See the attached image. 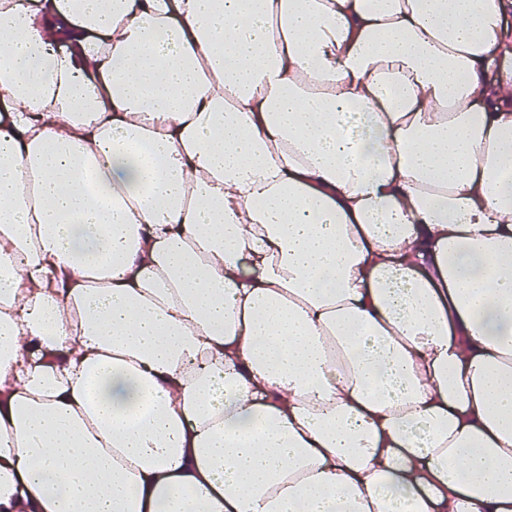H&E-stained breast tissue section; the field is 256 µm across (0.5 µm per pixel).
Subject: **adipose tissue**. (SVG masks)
<instances>
[{
	"label": "adipose tissue",
	"instance_id": "adipose-tissue-1",
	"mask_svg": "<svg viewBox=\"0 0 512 512\" xmlns=\"http://www.w3.org/2000/svg\"><path fill=\"white\" fill-rule=\"evenodd\" d=\"M511 14L0 0V512H512Z\"/></svg>",
	"mask_w": 512,
	"mask_h": 512
}]
</instances>
